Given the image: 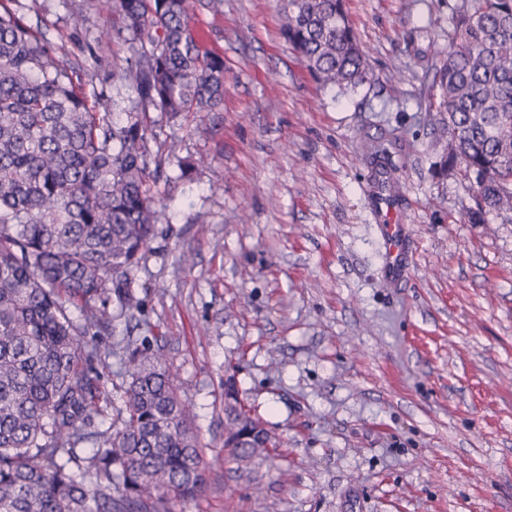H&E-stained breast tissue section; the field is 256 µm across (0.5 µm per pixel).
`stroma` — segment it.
Returning <instances> with one entry per match:
<instances>
[{"label": "stroma", "instance_id": "1", "mask_svg": "<svg viewBox=\"0 0 512 512\" xmlns=\"http://www.w3.org/2000/svg\"><path fill=\"white\" fill-rule=\"evenodd\" d=\"M462 0H346L374 73L318 83L283 35V0L194 4L189 32L224 60V102L149 113L164 218L96 336L92 365L124 406L117 352L162 348L210 465L171 512H512V224H468L469 183L439 175L420 97ZM80 72L88 98L128 97L88 49L98 0H16ZM82 11L80 28L70 23ZM388 139L386 157L366 142ZM199 160L178 178V159ZM396 193L411 263L386 271L377 197ZM282 441L252 470L227 459L224 381Z\"/></svg>", "mask_w": 512, "mask_h": 512}]
</instances>
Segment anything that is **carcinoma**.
<instances>
[{
	"mask_svg": "<svg viewBox=\"0 0 512 512\" xmlns=\"http://www.w3.org/2000/svg\"><path fill=\"white\" fill-rule=\"evenodd\" d=\"M0 0V512H170L206 485L194 413L160 350L126 348L124 409L81 432L106 398L87 336L139 267L162 216L146 110L224 101V61L189 35L190 0H102L106 38L134 45L117 74L139 108L115 123L56 48ZM284 35L314 79H372L344 0H287ZM426 107L441 172L469 182L470 224L512 223V0H463ZM78 309V318L70 308ZM229 460L248 470L277 438L224 381ZM91 441L81 457L76 445Z\"/></svg>",
	"mask_w": 512,
	"mask_h": 512,
	"instance_id": "obj_1",
	"label": "carcinoma"
}]
</instances>
